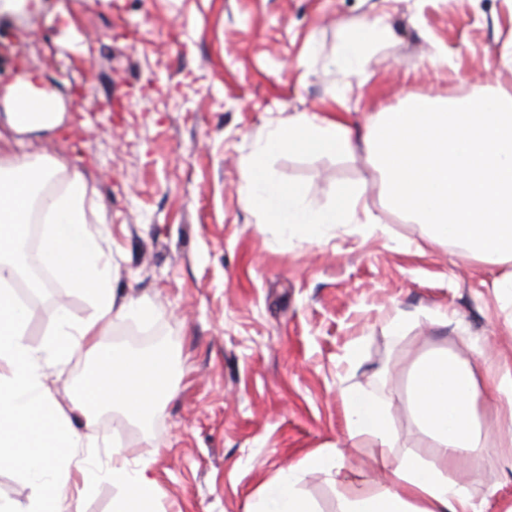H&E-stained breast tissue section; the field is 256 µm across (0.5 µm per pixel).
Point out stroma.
<instances>
[{"instance_id": "obj_1", "label": "stroma", "mask_w": 512, "mask_h": 512, "mask_svg": "<svg viewBox=\"0 0 512 512\" xmlns=\"http://www.w3.org/2000/svg\"><path fill=\"white\" fill-rule=\"evenodd\" d=\"M383 19L366 74L343 84L334 64L341 26ZM38 73L64 107L58 131L25 134L31 156L64 162L93 192L117 298L150 305L105 327L102 343L171 362V393L144 420L72 409L83 445L72 467L100 476L90 491L58 474L66 512H112L122 491L106 476L113 448L151 459L155 512H258L268 486L296 468L316 512H339L334 477L300 470L309 452L342 449L352 476L380 486L375 450L349 437L343 388L373 393L398 433L389 455L436 460L406 384L436 348L473 365L512 360V301L493 288L500 265L431 242L391 211L366 151L281 150L268 178L318 208L364 188L377 232L349 223L316 242L283 236L242 200L250 157L296 112L359 130L410 98L512 90V0H41L0 18V86ZM25 339L45 348L60 316L89 317L91 299L59 280L21 290ZM406 315L400 332L389 319ZM94 362L76 354L47 370L63 402ZM486 512L512 506V471L497 449L454 471ZM41 488L0 466V502L28 512Z\"/></svg>"}]
</instances>
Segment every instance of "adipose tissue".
Here are the masks:
<instances>
[{"label": "adipose tissue", "instance_id": "obj_1", "mask_svg": "<svg viewBox=\"0 0 512 512\" xmlns=\"http://www.w3.org/2000/svg\"><path fill=\"white\" fill-rule=\"evenodd\" d=\"M390 34L377 20L347 29L337 59L344 83L364 75L367 48ZM0 104L18 134L53 129L63 118L57 94L27 71L0 91ZM360 146L372 158L390 208L425 224L433 242L460 245L478 260L507 265L494 289L512 298V92L493 88L476 99H412L378 113L358 134L338 120L305 112L288 116L249 162L245 205L266 211L281 234L318 241L323 229L356 217L363 206L361 191H343L331 208H311L296 191L268 179L265 158L285 148L346 154ZM59 168L58 160L46 163L0 141V361L9 365L8 376H0V465L39 481L50 479L48 492L30 512H63L65 495L51 476L82 443L64 404L43 382L48 361L78 353L95 360L98 370L82 380L75 400L87 416L112 405L143 418L166 397L170 373L166 354L141 358L100 340L103 325L139 313L142 306L115 296L111 265L100 251L92 192L77 173L62 192L41 199L40 218L50 230L40 260L88 294L94 312L77 326L61 323L47 345L48 356L26 343L25 306L12 288L13 256L27 235L34 187L52 182ZM407 392L420 429L441 451L438 461L416 454L390 458L387 450L397 434L388 406L370 393L346 388L340 396L348 434L372 441L378 450L374 462L389 472V484L356 483L340 452L304 455L301 466L334 471L340 512H485L468 486L450 480L448 473L475 464L490 448L499 449L504 465L512 468V362L479 368L437 349L415 359ZM489 394L497 401L493 431L481 424ZM149 471V461L133 464L124 452L113 453L107 474L123 491L113 512H150L156 484Z\"/></svg>", "mask_w": 512, "mask_h": 512}]
</instances>
